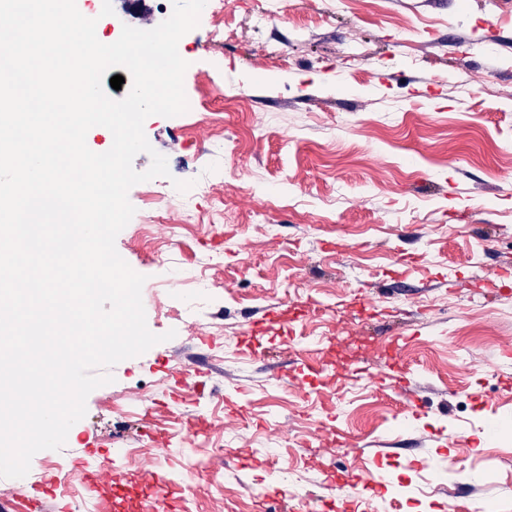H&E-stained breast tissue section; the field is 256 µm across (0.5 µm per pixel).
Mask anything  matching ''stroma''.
Masks as SVG:
<instances>
[{
    "instance_id": "obj_1",
    "label": "stroma",
    "mask_w": 512,
    "mask_h": 512,
    "mask_svg": "<svg viewBox=\"0 0 512 512\" xmlns=\"http://www.w3.org/2000/svg\"><path fill=\"white\" fill-rule=\"evenodd\" d=\"M225 2L223 40L205 12L178 44L186 96L220 71L224 97L146 120L170 175L129 190L136 213L115 242L146 278L149 330L175 336L112 367L27 479L0 478V512H80L89 493L112 504L82 465L87 448L128 443L135 463L111 469L132 485L154 453L146 430L168 440L154 512H246L255 485L324 512L330 471L347 468L361 476L354 512L398 486L392 512H477L487 500L512 512V435L484 430L490 417L512 424V275L499 273L512 261V0H349L334 13L329 0ZM112 3L96 25L111 43L172 12L170 0L137 14ZM260 5L271 20L257 29ZM218 134L232 150L217 160ZM173 178L204 185L195 215L172 204L145 222L149 193ZM180 267L214 284L203 318L176 316L190 293L171 279ZM272 309L282 320L253 331ZM389 339L416 411L347 367L380 368ZM186 366L204 372L192 414L170 399ZM193 417L204 422L194 434ZM266 440L287 470L278 483ZM47 482L54 497L33 507L28 490Z\"/></svg>"
}]
</instances>
